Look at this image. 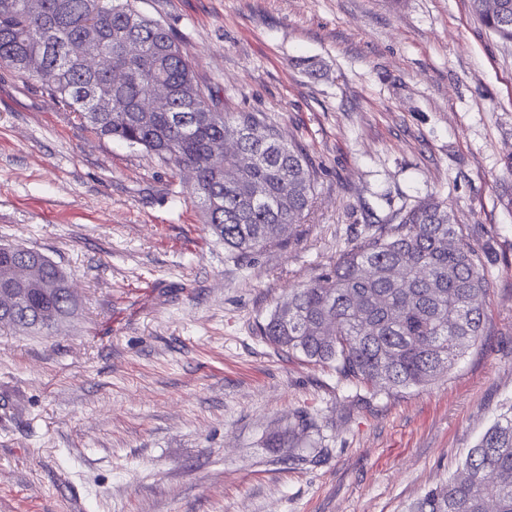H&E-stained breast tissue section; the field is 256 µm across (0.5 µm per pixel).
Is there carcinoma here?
I'll list each match as a JSON object with an SVG mask.
<instances>
[{
	"label": "carcinoma",
	"mask_w": 512,
	"mask_h": 512,
	"mask_svg": "<svg viewBox=\"0 0 512 512\" xmlns=\"http://www.w3.org/2000/svg\"><path fill=\"white\" fill-rule=\"evenodd\" d=\"M472 13L512 42V0H470ZM133 42L138 52L126 45ZM0 66L39 80L61 107L102 138L140 147L194 173L204 223L242 260L278 245L311 209L316 169L296 143L252 112L226 113L219 90L197 76L190 53L136 0H0ZM123 77L115 81L112 72ZM54 72L50 82L45 72ZM167 108L145 107L151 91ZM235 153L217 161L224 139ZM488 255L464 242L448 203L404 206L347 240L324 273L290 289L258 325L276 349L333 365L372 389L423 387L483 336L480 298L491 287ZM77 302L65 274L41 253L0 246V324L49 329ZM512 512V405L483 433L458 471L408 512Z\"/></svg>",
	"instance_id": "carcinoma-1"
}]
</instances>
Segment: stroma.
<instances>
[{"label":"stroma","mask_w":512,"mask_h":512,"mask_svg":"<svg viewBox=\"0 0 512 512\" xmlns=\"http://www.w3.org/2000/svg\"><path fill=\"white\" fill-rule=\"evenodd\" d=\"M228 112L302 146L315 203L241 261L191 174L98 138L0 69V244L62 267L77 316L0 326V512H407L512 403V43L469 0H138ZM436 198L494 258L486 336L434 384L367 392L257 325L364 224ZM300 454L268 447L297 412Z\"/></svg>","instance_id":"obj_1"}]
</instances>
